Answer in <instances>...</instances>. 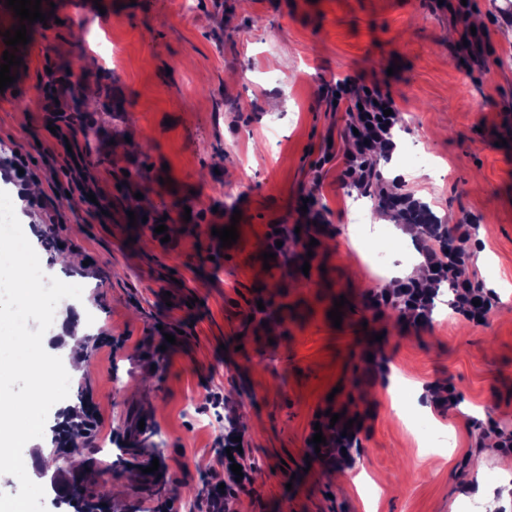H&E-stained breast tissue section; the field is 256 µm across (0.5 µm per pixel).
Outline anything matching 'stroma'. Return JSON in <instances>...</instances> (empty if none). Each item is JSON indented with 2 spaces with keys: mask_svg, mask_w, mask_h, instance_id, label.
I'll return each mask as SVG.
<instances>
[{
  "mask_svg": "<svg viewBox=\"0 0 512 512\" xmlns=\"http://www.w3.org/2000/svg\"><path fill=\"white\" fill-rule=\"evenodd\" d=\"M508 27L512 0H135L95 15L60 5L18 45L26 71L0 92V190L44 273L83 288L85 365L66 402L93 400L101 421L71 467L86 493L120 491L138 512H211L221 483L234 491L228 512H486L475 477L512 471L499 446L512 435V155L496 144L512 138ZM74 74L95 102L67 100L50 131L48 78ZM346 79L403 115L376 159L383 174L404 172L403 193L473 225L484 322L455 313L444 286L423 322L369 308L409 252L395 236L372 259L379 200L343 174L352 117L330 94ZM86 155L98 214L62 203L83 197L65 171ZM22 160L39 195L15 175ZM133 207L177 233L158 244L148 225L125 224ZM236 211L239 239L219 253L208 227ZM277 224L287 232L275 241ZM342 296L351 308L336 327ZM395 378L405 388L392 398ZM418 383L436 388L431 415L412 406ZM332 404L359 419L357 443L342 454L330 435L311 457L306 434ZM143 419L158 485L125 448ZM360 472L376 496L354 483Z\"/></svg>",
  "mask_w": 512,
  "mask_h": 512,
  "instance_id": "obj_1",
  "label": "stroma"
}]
</instances>
